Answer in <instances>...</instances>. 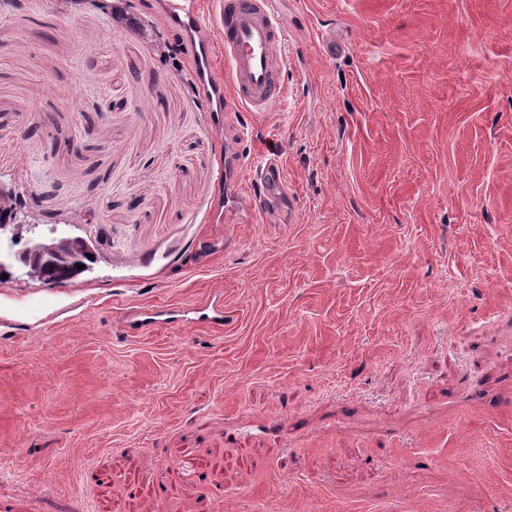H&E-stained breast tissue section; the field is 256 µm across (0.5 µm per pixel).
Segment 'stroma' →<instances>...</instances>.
<instances>
[{"instance_id":"obj_1","label":"stroma","mask_w":512,"mask_h":512,"mask_svg":"<svg viewBox=\"0 0 512 512\" xmlns=\"http://www.w3.org/2000/svg\"><path fill=\"white\" fill-rule=\"evenodd\" d=\"M126 8L0 0V186L110 234L0 280V512H512V0H278L284 96L220 124ZM184 319L189 323L218 324L224 322V305L205 304L192 308ZM187 314V315H188Z\"/></svg>"}]
</instances>
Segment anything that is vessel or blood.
Wrapping results in <instances>:
<instances>
[{
    "instance_id": "b4317fda",
    "label": "vessel or blood",
    "mask_w": 512,
    "mask_h": 512,
    "mask_svg": "<svg viewBox=\"0 0 512 512\" xmlns=\"http://www.w3.org/2000/svg\"><path fill=\"white\" fill-rule=\"evenodd\" d=\"M276 4L277 0H221L214 21L201 13L198 0H165V10L194 51L195 78L211 82L216 94L230 92L235 104L263 112L281 101V75L288 64L287 33ZM215 22L224 37L229 78L225 84L213 81L211 74L206 36Z\"/></svg>"
}]
</instances>
